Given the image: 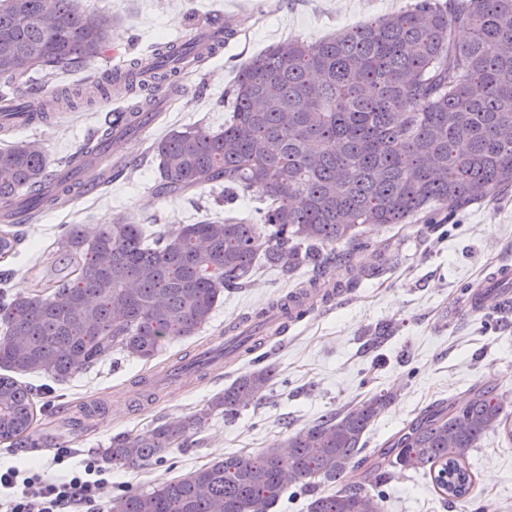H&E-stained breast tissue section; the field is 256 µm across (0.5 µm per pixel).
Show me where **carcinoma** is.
I'll return each instance as SVG.
<instances>
[{"mask_svg": "<svg viewBox=\"0 0 512 512\" xmlns=\"http://www.w3.org/2000/svg\"><path fill=\"white\" fill-rule=\"evenodd\" d=\"M111 49L109 18L76 0H0V102L18 80L44 69L81 68ZM204 51L193 42L156 45L148 63L114 76L135 95L161 85ZM81 88L51 92L72 108ZM229 116L214 131L203 123L173 129L153 151L157 191L181 195L208 185L219 205L261 191L269 206L243 224L220 214L199 224L147 230L114 217L87 238L77 224L60 226L56 250L66 276L35 293L16 289L0 272V440L26 443L35 433L37 391L16 376L64 382L115 350L149 361L165 346L208 323L224 289L251 281L261 264L285 276L309 266V287L271 301L230 355L253 338L267 314H304L306 302L341 284L323 278L330 264H351L367 248L366 230L407 224L434 229L474 203L512 189V0H412L406 9L316 43L287 40L243 64L227 91ZM139 100L104 118L49 179L41 146L0 148V256L23 234L15 221H37L48 206L80 193L77 171L114 140L116 122L155 113ZM274 369L262 367L224 388L202 409L139 435L112 437L114 466L163 461L214 415L232 419L265 396ZM394 395L381 394L323 415L276 448L226 455L148 492L126 491L108 512H271L292 485L341 486L320 494L309 512H382L371 492L392 468L422 470L448 500L467 497L475 481L468 456L483 435L512 436V406L480 387L470 399L426 410L407 423L369 463V485L348 483L359 468L363 437Z\"/></svg>", "mask_w": 512, "mask_h": 512, "instance_id": "carcinoma-1", "label": "carcinoma"}]
</instances>
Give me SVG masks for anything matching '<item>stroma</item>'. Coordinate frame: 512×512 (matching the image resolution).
<instances>
[{
	"mask_svg": "<svg viewBox=\"0 0 512 512\" xmlns=\"http://www.w3.org/2000/svg\"><path fill=\"white\" fill-rule=\"evenodd\" d=\"M79 2L84 9L109 17L112 49L105 60L63 75L42 71L34 81H20L13 93L27 109L37 112L45 106L35 85H80L100 79L103 71L125 68L156 44L184 40L213 13H223L235 34L203 65L180 75L181 91L162 104L160 119L123 144V152L132 159L123 177L67 207L44 209L37 223L22 226L23 243L4 261L22 288L64 274L66 260L53 247L58 225L78 224L91 234L117 216L157 228L213 217L217 193L210 187L178 196L157 194L153 142L185 125L223 128L225 91L240 66L269 46L289 38L315 43L389 16L411 0ZM112 109L109 96H97L52 124L17 125L8 135L0 134V147L38 141L50 171H57L58 161L74 153ZM369 236L389 250L384 255L373 248L355 254L353 263L363 272L358 286L342 290L333 302L289 325L286 333L265 337L255 354L203 377L193 370L170 373L176 358L191 360L268 299L298 288L308 270L286 278L277 269L259 267L251 285L225 292L198 335L170 342L148 362L113 352L104 362L54 385L47 397L50 410L38 418V447L0 442V465L36 469L57 449H68L54 474L64 476L95 463L107 481L99 502L104 508L125 490L148 491L159 480L181 477L224 455L273 447L322 415L376 394L391 392L395 399L365 436L367 456L420 412L463 401L474 386H490L512 397V312L475 313L460 306L467 284L485 280L498 265L512 264V192L498 201L470 206L440 232L415 221L385 224ZM382 323L393 325V335L382 348L366 350L369 336ZM260 364L274 368L271 386L265 399L241 411L235 421L212 416L192 436L189 447L169 449L161 464L116 467L104 460L114 435L142 434L160 419L191 414ZM469 462L476 478L474 490L466 499L450 503L438 498L422 472L394 470L380 487L385 512H481L487 501L495 512H512V439L496 431L486 433Z\"/></svg>",
	"mask_w": 512,
	"mask_h": 512,
	"instance_id": "obj_1",
	"label": "stroma"
}]
</instances>
